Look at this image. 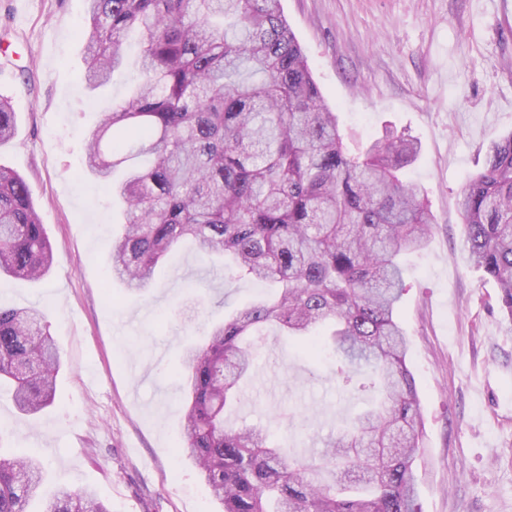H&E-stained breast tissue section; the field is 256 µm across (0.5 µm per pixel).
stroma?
<instances>
[{
    "label": "stroma",
    "mask_w": 512,
    "mask_h": 512,
    "mask_svg": "<svg viewBox=\"0 0 512 512\" xmlns=\"http://www.w3.org/2000/svg\"><path fill=\"white\" fill-rule=\"evenodd\" d=\"M344 142L392 131L418 141L403 171L431 213L408 257L401 318L425 424L420 512H512V322L495 280L469 261L458 195L490 143L512 133V2L281 0ZM84 0H0V96L18 130L0 165L22 175L53 245L47 278H0V307L46 314L62 357L53 405L27 415L0 391V452L37 456L45 488L93 489L112 512H220L176 440L175 372L186 339L253 301L258 286L181 250L146 292L113 279L120 217L86 171V144L136 71L82 83ZM366 397L337 387L312 352L269 333L231 425L318 450Z\"/></svg>",
    "instance_id": "1"
}]
</instances>
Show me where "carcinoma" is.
Returning <instances> with one entry per match:
<instances>
[{"label":"carcinoma","mask_w":512,"mask_h":512,"mask_svg":"<svg viewBox=\"0 0 512 512\" xmlns=\"http://www.w3.org/2000/svg\"><path fill=\"white\" fill-rule=\"evenodd\" d=\"M86 20L91 90L128 65V33L142 44L141 81L86 145L88 171L123 215L112 277L140 292L190 241L274 289L185 344L180 453L224 512H418L424 421L400 316L401 258L431 234L417 187L400 177L418 143L386 134L346 147L281 0H86ZM15 130L1 99L0 142ZM459 211L470 260L512 321V135L491 145ZM53 260L28 183L0 166V276L37 282ZM269 328L326 355L338 387L372 394L317 457L226 424ZM60 368L45 316L0 307V380L20 411L53 403ZM43 484L37 459L0 453V512H30ZM48 512L111 510L85 488L56 491Z\"/></svg>","instance_id":"cac0c4a2"}]
</instances>
